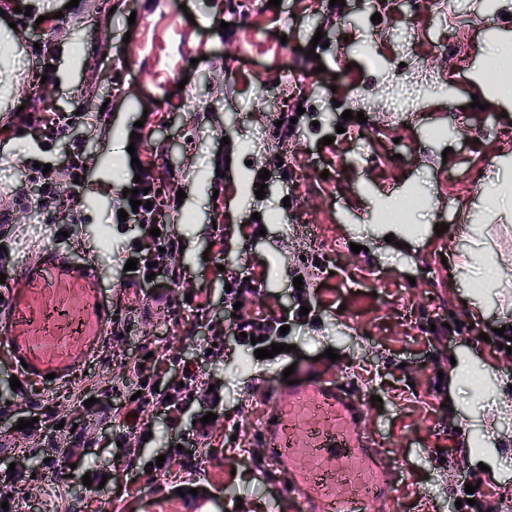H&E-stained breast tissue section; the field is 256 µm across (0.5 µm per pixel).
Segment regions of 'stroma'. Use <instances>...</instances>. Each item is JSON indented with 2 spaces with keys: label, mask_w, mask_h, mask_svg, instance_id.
I'll return each instance as SVG.
<instances>
[{
  "label": "stroma",
  "mask_w": 512,
  "mask_h": 512,
  "mask_svg": "<svg viewBox=\"0 0 512 512\" xmlns=\"http://www.w3.org/2000/svg\"><path fill=\"white\" fill-rule=\"evenodd\" d=\"M68 2L0 0V30L10 32L0 43V199L34 200L41 163L68 189L69 165L82 164L67 236L59 235L52 208H33V223L16 232L32 235L39 223L51 242L82 239L97 258L127 333L104 347L92 371L167 350L179 363L162 367L161 388L177 383L182 364L190 363L212 390L188 397L175 419L147 407L138 421L142 439L122 448L114 438L128 427L125 401L135 377L89 388V396L111 404L112 422L79 448L39 447L16 429L33 412L66 402L67 388L6 391L0 477L12 465L30 475L6 485L8 498L37 512H109L139 491L165 497L196 482L217 499H242L240 512H288L256 473L264 384L290 365L319 364L359 393L363 421L387 450L385 464L401 472L393 500L377 502L375 512H448L466 476L481 480L484 512H502V493L512 490V354L484 336L512 326V203L500 201L487 174L512 182V98L487 81L484 65L512 55V0H501L502 16L493 21L484 20L475 0H464L457 23L484 32L466 71L426 90L422 111L406 125L369 114L374 134L362 153L336 130V48L320 49L324 70L306 88L296 136L298 168L328 174L307 201L310 235L282 220L284 197L300 194L296 184L270 177L261 208L253 206L255 169L271 168L286 148L275 136L278 113L225 108L223 85L204 82L206 72L224 71V0H169L164 10L156 0H80L73 8ZM295 2L281 0L279 21L266 12L238 22L245 90L253 88L252 73L274 72L289 45L306 40V32L288 26ZM475 98L486 111H469ZM52 101L77 119L49 137L37 119ZM139 120L145 136L135 140ZM157 128L179 145L175 166L151 138ZM326 136L331 144H323ZM134 157L153 164L163 195L185 193L181 204L162 208L159 221L172 225L185 246L176 261L201 291L204 318L193 316L177 286L166 288L171 310L152 314L140 292L120 288L129 247L144 235L139 224L112 221ZM410 192L424 195V210L401 223L378 222L380 209L399 208ZM255 213L265 235L251 233ZM441 223L446 231L435 233ZM218 234L225 241L220 249L211 244ZM354 243L362 252L351 251ZM228 252L254 271V300L270 317L292 307L296 272L305 270V258L319 257L322 268L310 272V282L320 311L315 321L294 323L282 340L285 352L260 360L234 336L224 302L228 274L218 269ZM487 263L502 268L501 282H480ZM438 319L450 326L439 338L430 333ZM216 328L224 331V356L212 361L206 349ZM328 348L338 360L325 357ZM457 362L483 370L482 391L456 378ZM210 412L217 431L201 459L183 441ZM201 463L206 474L197 481L192 472ZM96 471L106 475L104 487L84 486L85 473Z\"/></svg>",
  "instance_id": "obj_1"
}]
</instances>
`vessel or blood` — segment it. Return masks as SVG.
I'll use <instances>...</instances> for the list:
<instances>
[{
    "label": "vessel or blood",
    "instance_id": "b4317fda",
    "mask_svg": "<svg viewBox=\"0 0 512 512\" xmlns=\"http://www.w3.org/2000/svg\"><path fill=\"white\" fill-rule=\"evenodd\" d=\"M0 284V352L22 386L69 384L97 358L114 318L98 263L84 244L41 245L13 260ZM258 426L266 462L259 472L291 512H370L393 497L398 477L360 424L363 402L315 370L296 384L274 381ZM136 512H212L208 496L142 492Z\"/></svg>",
    "mask_w": 512,
    "mask_h": 512
}]
</instances>
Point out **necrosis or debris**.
I'll list each match as a JSON object with an SVG mask.
<instances>
[{"label":"necrosis or debris","instance_id":"4bbe7bcc","mask_svg":"<svg viewBox=\"0 0 512 512\" xmlns=\"http://www.w3.org/2000/svg\"><path fill=\"white\" fill-rule=\"evenodd\" d=\"M375 12L387 25L385 37L363 36L357 43L359 55L375 51L388 59L382 86L367 93L351 84L343 91L341 107L354 112H388L397 122L419 111L421 91L447 81L449 72L464 67L475 32L456 27L458 0H374ZM313 58L289 50L288 67L275 79L257 73L254 85L260 105H273L288 112L302 98L305 76L311 73Z\"/></svg>","mask_w":512,"mask_h":512}]
</instances>
